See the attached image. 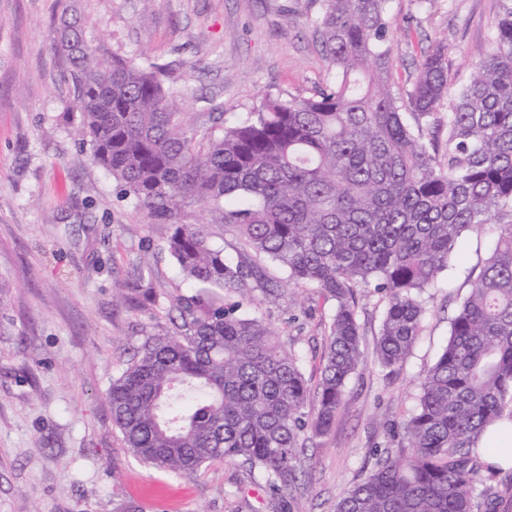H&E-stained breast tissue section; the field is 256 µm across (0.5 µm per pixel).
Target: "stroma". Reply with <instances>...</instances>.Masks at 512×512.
<instances>
[{
  "instance_id": "35a3bbf8",
  "label": "stroma",
  "mask_w": 512,
  "mask_h": 512,
  "mask_svg": "<svg viewBox=\"0 0 512 512\" xmlns=\"http://www.w3.org/2000/svg\"><path fill=\"white\" fill-rule=\"evenodd\" d=\"M66 0H0V512H277L263 475L221 461L192 477L129 454L107 391L143 336L172 330L191 294L154 224L94 163L75 129L66 64L54 39ZM502 0H390L410 39L391 44L394 79L409 86L423 53L448 47V82L465 86ZM313 0H81V20L110 52L167 66L178 107L224 105L243 120L270 91L311 97L329 77L311 19ZM494 232L466 235L423 299V330L395 373L374 347L385 298L358 290L365 362L345 391L333 430L307 441L293 512H333L377 448L406 443L423 374L450 320L493 253ZM150 282L155 299L121 303L116 285ZM334 301L309 288L254 292L250 314L298 353L316 384Z\"/></svg>"
}]
</instances>
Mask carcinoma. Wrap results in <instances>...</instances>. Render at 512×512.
I'll list each match as a JSON object with an SVG mask.
<instances>
[{"mask_svg":"<svg viewBox=\"0 0 512 512\" xmlns=\"http://www.w3.org/2000/svg\"><path fill=\"white\" fill-rule=\"evenodd\" d=\"M315 2L331 81L307 99L268 92L220 130L200 118L219 120L222 103L179 111L165 70L108 52L74 16L77 0L66 5L73 17L62 24L80 32L58 39L76 132L124 196L172 227L168 250L193 286L176 304V331L144 336L112 378L113 425L155 467L191 475L240 460L284 494L298 482L305 442L332 430L364 361L357 289L387 299L375 356L393 369L422 332L425 289L460 240L490 224L497 247L421 379L406 447L374 450L335 512H508L477 448L512 403V0L458 91L442 45L422 56L410 88H395L389 43L409 33L389 0ZM445 105L442 149L430 130ZM192 202L204 207L200 224L183 222ZM227 225L243 244L236 260L211 243ZM263 258L288 272L286 285L336 303L311 420L300 357L241 303H226L277 292Z\"/></svg>","mask_w":512,"mask_h":512,"instance_id":"1","label":"carcinoma"}]
</instances>
